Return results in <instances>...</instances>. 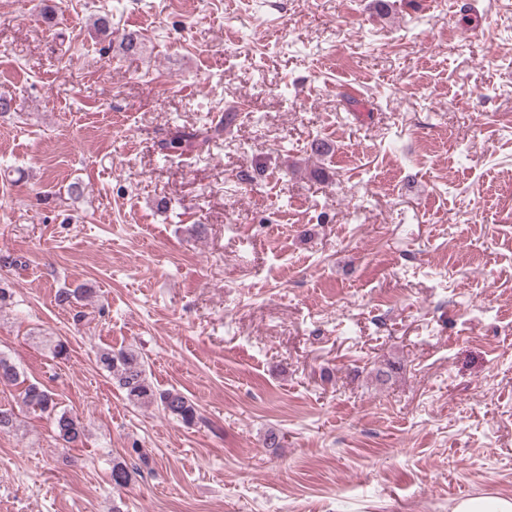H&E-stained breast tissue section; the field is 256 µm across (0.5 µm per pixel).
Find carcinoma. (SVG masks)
I'll return each mask as SVG.
<instances>
[{"label": "carcinoma", "mask_w": 512, "mask_h": 512, "mask_svg": "<svg viewBox=\"0 0 512 512\" xmlns=\"http://www.w3.org/2000/svg\"><path fill=\"white\" fill-rule=\"evenodd\" d=\"M228 125L203 122L191 129H178L161 143L166 156L185 153L202 155L209 151L210 144L221 138ZM92 296L88 288L61 291L56 295L60 306L71 305ZM97 359L112 380L125 392L127 400L136 406L156 405L164 414L185 425L200 420L198 405L182 392L175 389L158 391L149 380L144 358L133 350L124 348L104 349L97 353ZM20 373L5 357L0 356V384L17 385ZM22 403L52 419L56 437L68 445L82 440L84 426L78 417L59 409L54 394L38 382L28 383L22 390ZM135 471L124 462L112 464V484L117 489L127 488L133 481Z\"/></svg>", "instance_id": "carcinoma-1"}]
</instances>
